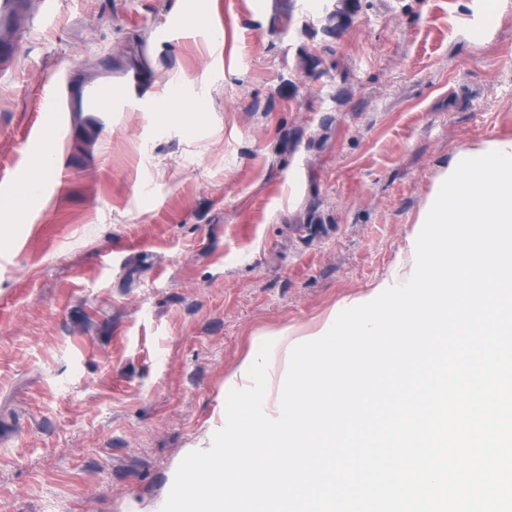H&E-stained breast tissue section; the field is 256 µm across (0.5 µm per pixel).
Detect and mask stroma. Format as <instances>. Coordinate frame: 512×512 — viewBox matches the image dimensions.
<instances>
[{"instance_id":"35a3bbf8","label":"stroma","mask_w":512,"mask_h":512,"mask_svg":"<svg viewBox=\"0 0 512 512\" xmlns=\"http://www.w3.org/2000/svg\"><path fill=\"white\" fill-rule=\"evenodd\" d=\"M182 32L161 36L174 12ZM148 112L25 144L37 86ZM512 138V0H59L0 78V512H149L270 336L408 270L456 153Z\"/></svg>"}]
</instances>
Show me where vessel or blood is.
<instances>
[{
    "label": "vessel or blood",
    "mask_w": 512,
    "mask_h": 512,
    "mask_svg": "<svg viewBox=\"0 0 512 512\" xmlns=\"http://www.w3.org/2000/svg\"><path fill=\"white\" fill-rule=\"evenodd\" d=\"M24 0H0V47L8 49L18 38L15 26ZM146 95L139 83L128 84L125 92H117L111 76L86 83L71 85L68 79L58 78L42 82L39 103L41 120L26 135L28 144L42 141L47 130H61L70 112H123L129 108H145Z\"/></svg>",
    "instance_id": "vessel-or-blood-1"
}]
</instances>
